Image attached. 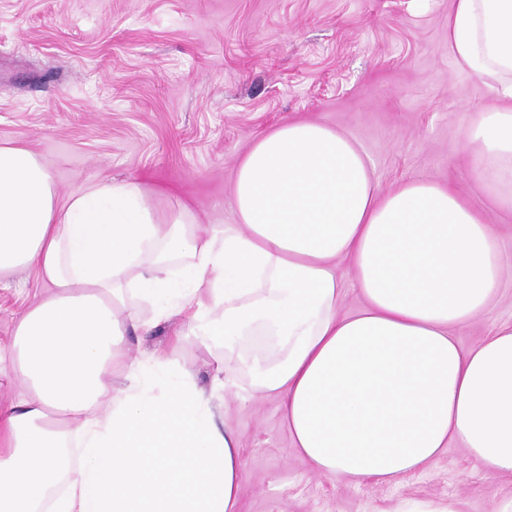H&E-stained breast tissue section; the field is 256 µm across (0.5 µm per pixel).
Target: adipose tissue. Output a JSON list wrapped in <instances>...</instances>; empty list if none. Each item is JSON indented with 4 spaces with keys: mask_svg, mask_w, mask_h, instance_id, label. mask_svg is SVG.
Wrapping results in <instances>:
<instances>
[{
    "mask_svg": "<svg viewBox=\"0 0 512 512\" xmlns=\"http://www.w3.org/2000/svg\"><path fill=\"white\" fill-rule=\"evenodd\" d=\"M448 48L495 98L453 152L512 211V0H451ZM229 205L233 223L201 224L124 179L61 206L46 161L0 145V279L33 267L46 285L0 353V381L27 386L0 409V512H241L229 395L278 399L298 456L357 485L430 468L453 441L512 478V323L471 348L455 335L496 298L511 224L429 177L378 194L356 142L314 122L256 140ZM340 258L364 301L351 315ZM142 304L189 314L223 346V379L128 359Z\"/></svg>",
    "mask_w": 512,
    "mask_h": 512,
    "instance_id": "1",
    "label": "adipose tissue"
}]
</instances>
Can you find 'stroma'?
Masks as SVG:
<instances>
[{
	"instance_id": "obj_1",
	"label": "stroma",
	"mask_w": 512,
	"mask_h": 512,
	"mask_svg": "<svg viewBox=\"0 0 512 512\" xmlns=\"http://www.w3.org/2000/svg\"><path fill=\"white\" fill-rule=\"evenodd\" d=\"M450 0H0V144L50 165L59 199L110 180L139 181L165 210L232 223L235 168L251 143L289 122L346 132L380 192L431 176L512 224L451 154L492 91L448 50ZM34 269L0 280V350L43 292ZM512 321V268L491 306L459 329L469 347ZM184 315L129 336L213 382L223 349L181 341ZM242 439L243 512H402L410 501L496 512L512 479L487 478L458 443L431 469L386 485L312 472L275 399L228 397L221 416Z\"/></svg>"
}]
</instances>
